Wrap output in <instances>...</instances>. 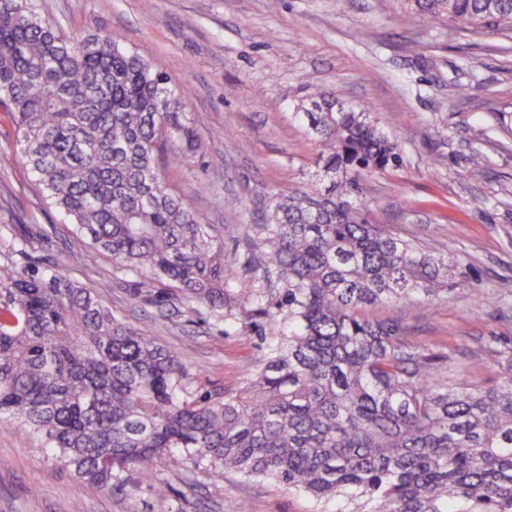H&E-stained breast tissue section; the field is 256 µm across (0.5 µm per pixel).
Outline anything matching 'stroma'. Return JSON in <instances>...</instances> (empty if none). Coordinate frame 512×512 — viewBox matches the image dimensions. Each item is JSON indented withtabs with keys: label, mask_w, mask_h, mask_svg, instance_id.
<instances>
[{
	"label": "stroma",
	"mask_w": 512,
	"mask_h": 512,
	"mask_svg": "<svg viewBox=\"0 0 512 512\" xmlns=\"http://www.w3.org/2000/svg\"><path fill=\"white\" fill-rule=\"evenodd\" d=\"M43 15L76 29L119 31L126 45L165 72L184 97L201 149L191 167L166 170L171 189L204 223L223 227L224 256L245 250V225L261 223L274 191L314 184L318 147L299 106L324 89L370 112L396 139L399 167L365 178L366 218L463 259L461 285L430 304L376 306L413 340L452 353L464 378L490 386L495 366L480 346H512V30L424 21L413 0H39ZM483 171L467 177L474 150ZM14 128L0 111V222L6 211L44 225L47 241L18 248L0 225V266L66 264L68 226L43 204L16 157ZM113 314L151 325L179 353L192 391L242 386L267 344L227 332L195 304L139 303L135 277L111 255L87 249L72 270ZM166 497L148 482L105 493L50 459L23 429L0 424V512H336L308 497L233 471L160 466Z\"/></svg>",
	"instance_id": "obj_1"
}]
</instances>
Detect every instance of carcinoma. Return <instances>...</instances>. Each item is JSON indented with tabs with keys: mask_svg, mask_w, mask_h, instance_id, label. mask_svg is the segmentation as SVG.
I'll list each match as a JSON object with an SVG mask.
<instances>
[{
	"mask_svg": "<svg viewBox=\"0 0 512 512\" xmlns=\"http://www.w3.org/2000/svg\"><path fill=\"white\" fill-rule=\"evenodd\" d=\"M443 16L512 29V0H416ZM0 107L46 203L90 246L139 276L137 298L194 303L268 341L235 393L195 396L180 356L147 325L117 319L70 270L0 266V421L105 492L167 463L234 470L338 512H512V348L484 345L491 387L455 375L451 356L415 343L370 309L435 300L463 276L365 217L362 181L401 163L370 113L330 91L298 113L319 147L322 186L272 194L252 248L224 261V231L203 224L163 179L198 151L166 74L106 28L68 31L36 0H0ZM21 245L44 240L26 223Z\"/></svg>",
	"mask_w": 512,
	"mask_h": 512,
	"instance_id": "1",
	"label": "carcinoma"
}]
</instances>
